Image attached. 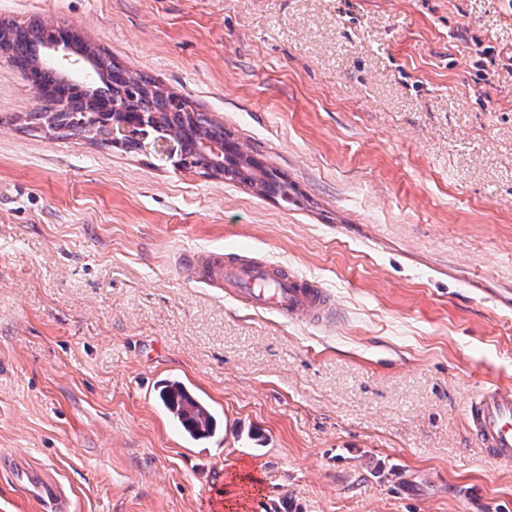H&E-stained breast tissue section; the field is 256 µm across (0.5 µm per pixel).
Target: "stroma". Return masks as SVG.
<instances>
[{"instance_id": "stroma-1", "label": "stroma", "mask_w": 512, "mask_h": 512, "mask_svg": "<svg viewBox=\"0 0 512 512\" xmlns=\"http://www.w3.org/2000/svg\"><path fill=\"white\" fill-rule=\"evenodd\" d=\"M221 121L303 194L28 127L0 55V512H512L466 434L512 388V0H0ZM241 251L318 280L323 329L177 267ZM176 376L224 454L145 393Z\"/></svg>"}]
</instances>
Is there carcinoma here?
<instances>
[{
  "label": "carcinoma",
  "mask_w": 512,
  "mask_h": 512,
  "mask_svg": "<svg viewBox=\"0 0 512 512\" xmlns=\"http://www.w3.org/2000/svg\"><path fill=\"white\" fill-rule=\"evenodd\" d=\"M65 33L66 46L73 60L88 62L95 80L84 90L73 80L69 68L47 62L54 34ZM0 50L26 79L40 90L45 100L43 111L36 119L61 138L92 133L105 142H112V130L104 121L94 122L84 115L86 109L101 110L117 105L111 120L148 117L146 131L154 139H167L176 148L175 158L181 167L210 168L220 173L239 165L251 173L249 185L259 194L271 192L286 204L296 205L300 194L296 187L274 170L238 155L224 159L217 167L196 153L197 145L213 142L224 145L228 129L217 121L201 117L189 103L166 93L157 82L142 73L131 72L118 64L112 56L85 42L71 27L58 25L28 28L13 23H0ZM185 384L178 379H164L158 384V398L168 406L175 395L183 392Z\"/></svg>",
  "instance_id": "1"
}]
</instances>
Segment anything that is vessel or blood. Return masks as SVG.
Listing matches in <instances>:
<instances>
[{
	"mask_svg": "<svg viewBox=\"0 0 512 512\" xmlns=\"http://www.w3.org/2000/svg\"><path fill=\"white\" fill-rule=\"evenodd\" d=\"M178 265L191 281L219 289L243 307L317 327L336 323V301L329 290L286 266L217 252H185ZM465 416L467 431L486 459L512 468V389H483L467 401Z\"/></svg>",
	"mask_w": 512,
	"mask_h": 512,
	"instance_id": "1",
	"label": "vessel or blood"
}]
</instances>
